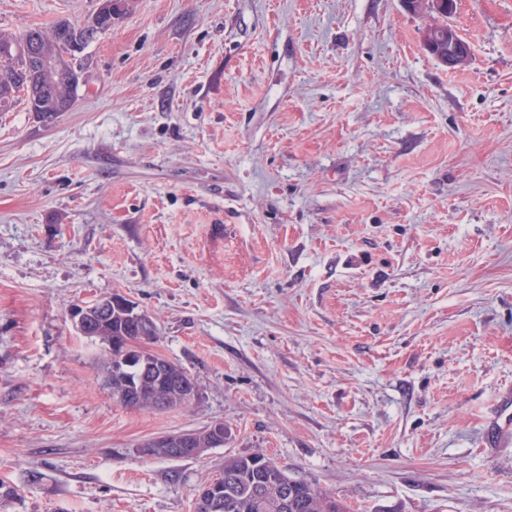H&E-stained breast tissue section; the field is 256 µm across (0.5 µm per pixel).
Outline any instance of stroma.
I'll list each match as a JSON object with an SVG mask.
<instances>
[{"mask_svg": "<svg viewBox=\"0 0 512 512\" xmlns=\"http://www.w3.org/2000/svg\"><path fill=\"white\" fill-rule=\"evenodd\" d=\"M101 0H0V31ZM442 67L401 0H131L74 105L0 112V512H193L262 452L347 512H512V0ZM120 292L200 398L133 411L68 311ZM224 424L199 458L140 454ZM512 444V390L505 391L485 429L486 448H507Z\"/></svg>", "mask_w": 512, "mask_h": 512, "instance_id": "stroma-1", "label": "stroma"}]
</instances>
